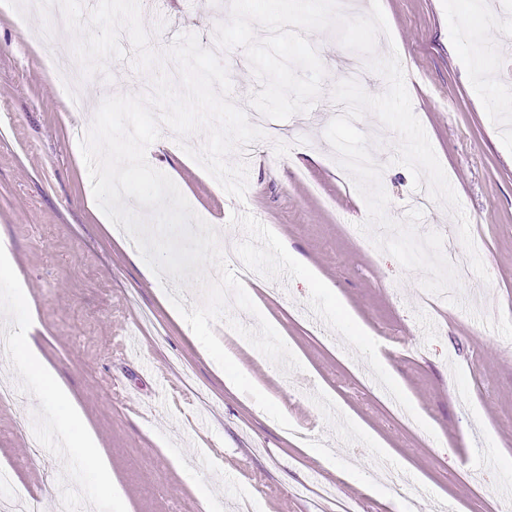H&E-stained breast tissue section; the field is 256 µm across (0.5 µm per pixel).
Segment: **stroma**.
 Segmentation results:
<instances>
[{
    "label": "stroma",
    "instance_id": "35a3bbf8",
    "mask_svg": "<svg viewBox=\"0 0 512 512\" xmlns=\"http://www.w3.org/2000/svg\"><path fill=\"white\" fill-rule=\"evenodd\" d=\"M381 0L389 32L375 54L397 53L412 109L469 220L489 275H469L465 306L427 293L359 229L364 201L324 132L344 111L334 85L355 56L335 31L311 33L326 69L309 111L270 121L248 163L244 197L217 192L170 130L150 166L169 176L241 264L263 267L246 290L300 360L288 373L225 321L214 331L244 374L285 413L282 427L243 392L228 390L160 301L123 228H106L79 143L82 122L43 65L38 9H0V247L35 304L34 344L69 388L108 455L127 512H214L251 499L255 512H498L512 483V0ZM229 0H166L143 14L155 51L185 33L206 38ZM232 100L259 88L243 49L225 51ZM83 89L88 109L114 85L137 94L145 73L109 61ZM369 94L387 82L366 68ZM356 126L383 165L390 218L404 220L416 190L393 157L399 137L373 113ZM419 233H440L467 254L451 211L422 209ZM328 280L321 288L316 278ZM18 387L7 355L0 372ZM37 400L0 404V470L61 512L57 456L33 445ZM179 449L174 466L167 450ZM333 458L327 469L322 457Z\"/></svg>",
    "mask_w": 512,
    "mask_h": 512
}]
</instances>
